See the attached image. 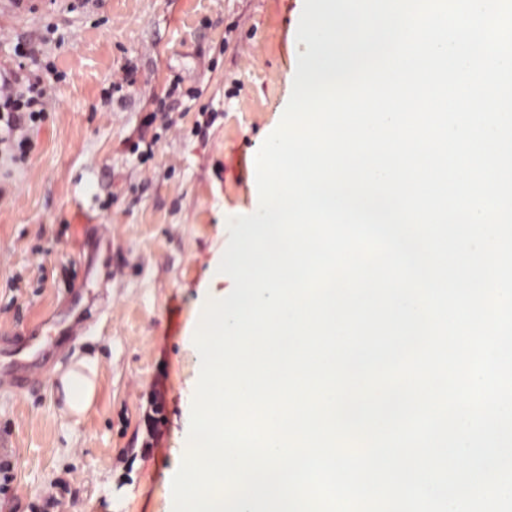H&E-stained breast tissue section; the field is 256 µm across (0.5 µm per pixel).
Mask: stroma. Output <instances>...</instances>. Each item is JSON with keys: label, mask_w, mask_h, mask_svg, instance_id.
I'll return each mask as SVG.
<instances>
[{"label": "stroma", "mask_w": 512, "mask_h": 512, "mask_svg": "<svg viewBox=\"0 0 512 512\" xmlns=\"http://www.w3.org/2000/svg\"><path fill=\"white\" fill-rule=\"evenodd\" d=\"M304 0H0V63L41 46L60 76L24 162L0 160V357L71 304L97 392L79 417L52 381L0 388V512H173L229 218L259 199L255 156L292 92ZM52 41H45L47 28ZM102 225L107 249L86 240Z\"/></svg>", "instance_id": "35a3bbf8"}]
</instances>
